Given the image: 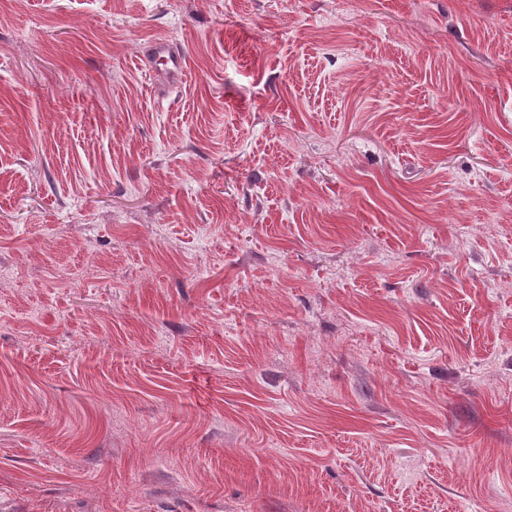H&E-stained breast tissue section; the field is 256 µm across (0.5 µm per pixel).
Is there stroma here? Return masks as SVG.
Instances as JSON below:
<instances>
[{"label": "stroma", "instance_id": "obj_1", "mask_svg": "<svg viewBox=\"0 0 512 512\" xmlns=\"http://www.w3.org/2000/svg\"><path fill=\"white\" fill-rule=\"evenodd\" d=\"M0 512H512V0H0ZM143 59L151 69H159L172 83L178 82L185 68V57L165 38L151 41L145 50Z\"/></svg>", "mask_w": 512, "mask_h": 512}]
</instances>
